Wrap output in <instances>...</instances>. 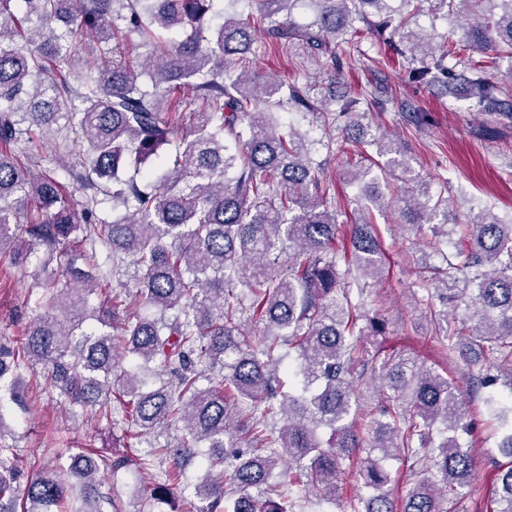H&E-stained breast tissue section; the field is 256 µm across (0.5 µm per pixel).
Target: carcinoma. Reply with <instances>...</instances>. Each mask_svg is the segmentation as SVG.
Instances as JSON below:
<instances>
[{
    "instance_id": "carcinoma-1",
    "label": "carcinoma",
    "mask_w": 512,
    "mask_h": 512,
    "mask_svg": "<svg viewBox=\"0 0 512 512\" xmlns=\"http://www.w3.org/2000/svg\"><path fill=\"white\" fill-rule=\"evenodd\" d=\"M306 1L314 18L299 25L291 16ZM255 5L244 18L221 0H0V258L35 264L26 300L34 318L19 344L0 347V395L17 399L21 370L41 368L73 415L110 422L115 401L128 422L123 451L76 453L22 487L0 403V512H103L100 470L145 473L150 463L130 440L172 425L182 435L156 446L169 467L153 488L171 512H179L178 490L189 495L190 512H297L285 483L306 485L334 506L354 454L370 495L356 494L343 512H446L448 489L470 480L462 439L471 424L448 377L394 353L376 388L385 403L372 408L356 391L350 376L361 339L384 335L387 322L352 302L346 279L382 272L380 194L366 187L369 205L350 225L349 253L340 254L337 205L317 159L332 142L281 131L274 112L285 105L330 126L338 113L355 119L366 100L384 112L388 100L366 90L331 109L318 81L290 84L283 98V84L242 64L259 32L269 47L323 56L338 73L340 57L359 52L366 33L409 60L408 83H442L450 94L467 85L477 111L512 115V67H500L512 59V0ZM456 8L466 21L460 40L412 26L424 10L438 17ZM357 20L366 29L354 27ZM133 35L147 54L130 61L124 46ZM85 49L96 65L76 88L70 71ZM197 101L202 107L178 131L179 119L167 114ZM53 129L65 135V151L88 164L79 213L56 178L34 174L14 150ZM377 147L400 170L403 212L424 228L413 217L434 216L442 201L421 189L400 142L383 137ZM101 194L122 210L110 221L99 215ZM101 242L104 264L96 260ZM454 248L461 263L445 255L410 274L437 283L442 301L465 303L474 323L467 334L443 331L448 311L427 308L443 353L478 368L472 388L512 391V217L481 210ZM124 266L133 268L134 285L114 290L112 274ZM461 280L467 287L458 288ZM96 293L102 300L93 310ZM89 319L98 326L85 328ZM283 371L298 380L296 392L282 391ZM363 424L373 432L366 452ZM202 444L208 453L199 458ZM394 456L420 476L399 500L384 468ZM195 458L203 476L185 484ZM498 479L490 512H512V461Z\"/></svg>"
}]
</instances>
